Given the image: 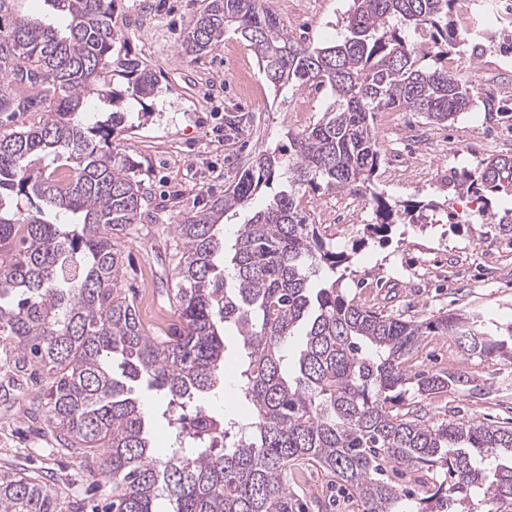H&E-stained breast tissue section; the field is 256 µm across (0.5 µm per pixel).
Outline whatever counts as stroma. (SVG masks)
<instances>
[{"label":"stroma","instance_id":"1","mask_svg":"<svg viewBox=\"0 0 512 512\" xmlns=\"http://www.w3.org/2000/svg\"><path fill=\"white\" fill-rule=\"evenodd\" d=\"M208 0H118L113 21L131 39L130 47L159 80L148 116L129 102L123 127L112 135V149L132 159L148 200L137 224L116 236L124 258L120 293L140 301L151 288L167 303L175 286L172 253L175 224L208 208L223 196L241 171L263 151H287L288 133L322 118L330 103L326 91H274L247 42L228 32L213 50L184 55L180 36ZM294 34L314 44L334 41L352 0H267ZM453 57L484 90L512 101V45L501 42L480 57L470 46ZM307 111H297L298 103ZM373 125L381 164L372 187L390 203L423 202L430 209L415 224L391 225L386 237L370 235L375 223L370 197H361V216L331 224L337 249L351 251L343 285L365 306L382 314L422 322L451 310L485 312L499 324L512 322V223H504L512 198L481 197L460 191L457 179L483 158L512 154V121L486 119L482 106L454 122L428 123L419 113L378 112ZM428 138L425 178H396L392 164H413L416 136ZM224 385L206 398L211 415L245 412L233 392L237 370L236 331L224 335ZM411 363L414 370L451 367L468 372L478 394L459 389L421 402L427 423L463 419L477 423L512 420V364L467 357L441 336L425 339ZM147 412L157 447L170 444L166 398L146 383L132 385ZM46 384L28 386L8 409L0 407V477L29 475L57 494L61 512H106L112 482L91 478L89 464L59 449L48 421ZM288 488L301 512H355L351 491L307 463L291 467Z\"/></svg>","mask_w":512,"mask_h":512}]
</instances>
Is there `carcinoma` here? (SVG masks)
Wrapping results in <instances>:
<instances>
[{
  "label": "carcinoma",
  "instance_id": "cac0c4a2",
  "mask_svg": "<svg viewBox=\"0 0 512 512\" xmlns=\"http://www.w3.org/2000/svg\"><path fill=\"white\" fill-rule=\"evenodd\" d=\"M0 0V112L28 111L31 87L50 104L19 128L0 127V342L9 346L0 404L40 371L51 375L50 421L64 450L99 461L112 512H294L284 474L311 461L352 486L359 512H497L512 502V426L450 420L426 425L415 398L468 386L461 371L409 365L424 336H444L468 356L512 363L507 338L478 314L418 323L358 303L336 276L350 256L310 223L306 192L371 196L380 224L415 222L371 191L380 163L373 113L405 108L443 124L482 100L460 69L448 71L456 0H353L335 43L297 37L266 0H209L180 43L198 56L233 31L249 43L278 91L326 88L316 123L288 132V160L262 152L224 196L176 225L179 325L160 336L118 294L123 256L112 232L137 223L145 202L139 171L109 149L125 122V95L158 93L156 75L116 31V0H45L55 20ZM426 30L435 65L403 31ZM95 97L101 115L85 122ZM265 203L254 200L274 183ZM459 188L512 196V155L482 160ZM250 208L232 242L220 234L229 212ZM236 330V395L246 418L212 419L230 444L213 451L194 425L202 396L224 381V331ZM306 343L295 355L298 329ZM161 391L175 446L156 450L147 413L129 383ZM491 505L483 511L482 505ZM0 512H59L35 477L0 478Z\"/></svg>",
  "mask_w": 512,
  "mask_h": 512
}]
</instances>
